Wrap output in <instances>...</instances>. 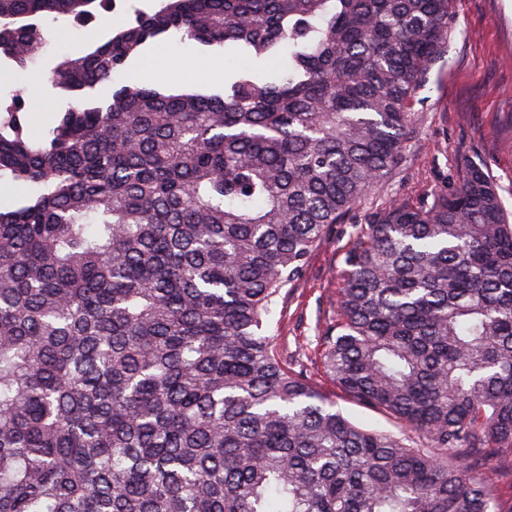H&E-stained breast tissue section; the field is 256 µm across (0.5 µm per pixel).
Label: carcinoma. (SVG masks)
Wrapping results in <instances>:
<instances>
[{
    "label": "carcinoma",
    "mask_w": 512,
    "mask_h": 512,
    "mask_svg": "<svg viewBox=\"0 0 512 512\" xmlns=\"http://www.w3.org/2000/svg\"><path fill=\"white\" fill-rule=\"evenodd\" d=\"M109 0H0L25 69L38 20ZM452 0H159L0 119V512H512V215L470 165L348 236L320 356L336 409L267 335L316 247L404 158ZM163 36L253 67L222 91L112 81ZM73 103L43 136L25 130ZM41 94L54 104V110L52 112H34L30 115L31 124L40 135H43L52 125L57 113L65 112L68 109L70 97L68 93L61 91L48 81L43 83ZM34 192L35 188L29 184L11 181L2 182L0 186V207H10L17 201L32 196ZM485 480L492 493L508 503L512 497V477L510 470L501 463H493L485 469Z\"/></svg>",
    "instance_id": "carcinoma-1"
}]
</instances>
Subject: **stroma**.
Listing matches in <instances>:
<instances>
[{
    "mask_svg": "<svg viewBox=\"0 0 512 512\" xmlns=\"http://www.w3.org/2000/svg\"><path fill=\"white\" fill-rule=\"evenodd\" d=\"M40 26L46 41L34 66L45 72L82 54L97 31L93 25L74 31L67 17H46ZM215 54L193 41L165 38L132 66L151 67L154 87L175 90L182 76ZM411 111L413 132L401 166L353 208L349 223H360L372 208L422 200L437 184L459 182L471 164L489 173L512 211V0H454L447 48L417 89ZM346 241L337 229L319 244L303 279L283 289L270 333L279 354L304 364L318 390L344 415L364 428L389 431L393 425L383 414L358 405L325 374L317 351V327L336 317L337 272Z\"/></svg>",
    "mask_w": 512,
    "mask_h": 512,
    "instance_id": "stroma-1",
    "label": "stroma"
}]
</instances>
